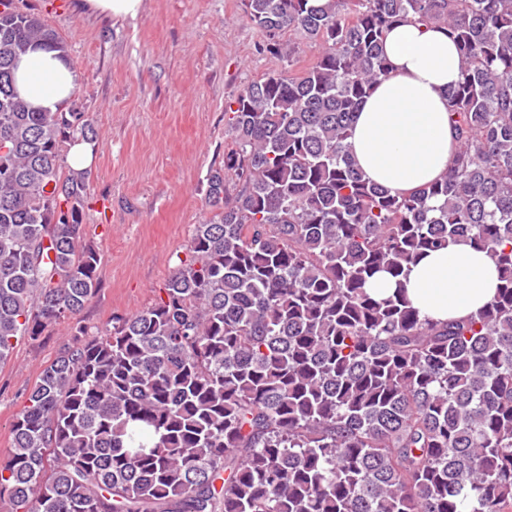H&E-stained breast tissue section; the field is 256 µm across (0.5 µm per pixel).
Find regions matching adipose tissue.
Returning <instances> with one entry per match:
<instances>
[{"mask_svg":"<svg viewBox=\"0 0 512 512\" xmlns=\"http://www.w3.org/2000/svg\"><path fill=\"white\" fill-rule=\"evenodd\" d=\"M383 50L388 74L357 110L352 155L366 179L405 192L451 164L456 133L448 93L460 78L459 52L445 29L411 18L389 30ZM78 79L57 50L44 46L24 55L16 70L20 94L47 112L68 103ZM497 286L490 256L461 240L420 260L407 293L421 317L464 320L492 299Z\"/></svg>","mask_w":512,"mask_h":512,"instance_id":"obj_1","label":"adipose tissue"}]
</instances>
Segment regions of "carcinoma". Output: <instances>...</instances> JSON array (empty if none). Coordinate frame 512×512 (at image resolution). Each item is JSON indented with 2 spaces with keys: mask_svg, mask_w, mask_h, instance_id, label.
Listing matches in <instances>:
<instances>
[{
  "mask_svg": "<svg viewBox=\"0 0 512 512\" xmlns=\"http://www.w3.org/2000/svg\"><path fill=\"white\" fill-rule=\"evenodd\" d=\"M270 42L318 47L300 73L226 105L207 175L212 219L154 302L74 339L43 369L0 461L8 512H512V0H243ZM413 16L461 55L458 136L434 182L393 192L350 151L382 42ZM68 56L39 15L0 0V365L14 340L76 316L99 287L90 172L64 144L82 112L14 88L33 46ZM469 240L500 284L476 315L420 317L424 255ZM386 273L396 292L368 283Z\"/></svg>",
  "mask_w": 512,
  "mask_h": 512,
  "instance_id": "cac0c4a2",
  "label": "carcinoma"
}]
</instances>
